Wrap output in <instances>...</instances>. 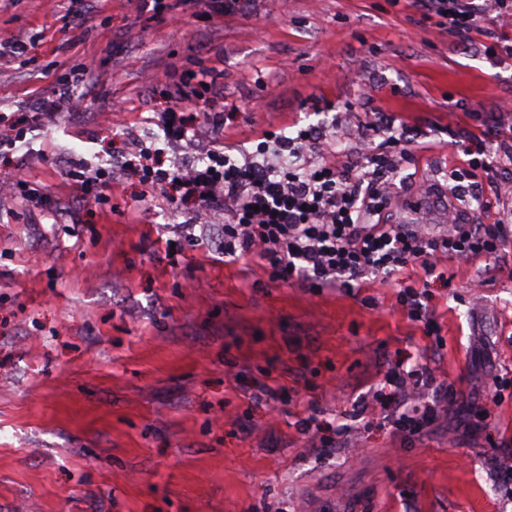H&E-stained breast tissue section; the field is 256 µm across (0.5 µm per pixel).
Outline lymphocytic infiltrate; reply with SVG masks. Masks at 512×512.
Returning <instances> with one entry per match:
<instances>
[{"instance_id":"1","label":"lymphocytic infiltrate","mask_w":512,"mask_h":512,"mask_svg":"<svg viewBox=\"0 0 512 512\" xmlns=\"http://www.w3.org/2000/svg\"><path fill=\"white\" fill-rule=\"evenodd\" d=\"M424 8L442 17L449 33L468 36L479 31L489 13L512 26V0H423ZM84 98L68 82L57 81L53 98L37 102L35 126L57 123L62 111L79 112ZM384 144L370 147L365 165L339 167L334 157L314 166L281 168L270 162V148L301 153L311 129L278 142L262 134L253 158L237 159L223 139L195 143L191 162L165 163L154 146L120 155L118 167L131 172L183 209L195 215L207 240L227 257L259 255L274 280L301 279L313 288L360 287L376 277L387 283L409 266L435 271L448 259L470 260L503 249L512 234L502 224H465L457 216L447 223L391 224L382 212L393 209L392 155L404 147L403 126L386 123ZM112 171L91 167L85 160H66V175L85 202L105 199L112 188ZM377 223H369V216ZM389 392L364 398L362 410L391 408V422L404 437L421 435L438 418L452 397L440 392L429 400L414 372L395 368Z\"/></svg>"}]
</instances>
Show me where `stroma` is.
Returning a JSON list of instances; mask_svg holds the SVG:
<instances>
[{
  "label": "stroma",
  "mask_w": 512,
  "mask_h": 512,
  "mask_svg": "<svg viewBox=\"0 0 512 512\" xmlns=\"http://www.w3.org/2000/svg\"><path fill=\"white\" fill-rule=\"evenodd\" d=\"M19 34L32 39L25 64L0 62L6 124L23 125L71 66L112 80L77 84L82 113L0 158V182L25 173L59 204L0 200V512H512V488L479 459L512 455V243L449 260L440 279L405 271L429 335L397 289L271 280L257 255L224 261L193 214L138 177L114 172L111 196L88 205L57 164L108 166L131 135L164 147L153 117L181 106L248 153L261 133L313 127L305 162L331 153L352 168L380 114L411 139L394 156L398 197L424 186L436 211L452 199L475 223L506 224L512 172L465 179L456 196L448 175L471 134L501 150L512 60L490 49L512 29L490 20L463 42L415 0H243L224 16L194 0L155 17L133 0H0V36ZM211 100L236 107L232 126ZM398 364L457 394L406 440L382 413L352 410ZM269 376L286 387L274 406L256 398ZM299 401L363 454L309 447ZM406 282L396 283L395 285L399 286V302L406 311L407 316L416 322H421L425 326H427L428 330L430 332L434 331V326L430 320L429 314H428V308L426 302H424V296L422 293L418 292L415 287L412 285H402Z\"/></svg>",
  "instance_id": "1"
}]
</instances>
